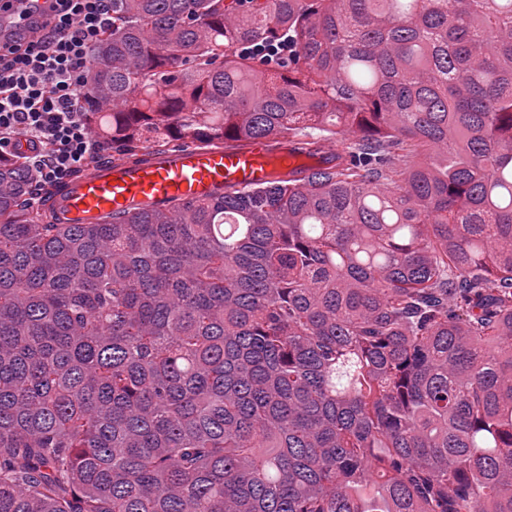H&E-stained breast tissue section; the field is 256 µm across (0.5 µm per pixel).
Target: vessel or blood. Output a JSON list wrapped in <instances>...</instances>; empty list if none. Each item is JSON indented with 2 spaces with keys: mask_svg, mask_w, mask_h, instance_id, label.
<instances>
[{
  "mask_svg": "<svg viewBox=\"0 0 512 512\" xmlns=\"http://www.w3.org/2000/svg\"><path fill=\"white\" fill-rule=\"evenodd\" d=\"M0 25L26 33L48 14L50 0H0ZM304 174L291 140H257L217 148L195 145L147 150L136 162H104L64 182L49 203L64 224H91L112 212L153 209L261 187Z\"/></svg>",
  "mask_w": 512,
  "mask_h": 512,
  "instance_id": "1",
  "label": "vessel or blood"
}]
</instances>
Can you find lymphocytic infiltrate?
<instances>
[{"instance_id": "1", "label": "lymphocytic infiltrate", "mask_w": 512, "mask_h": 512, "mask_svg": "<svg viewBox=\"0 0 512 512\" xmlns=\"http://www.w3.org/2000/svg\"><path fill=\"white\" fill-rule=\"evenodd\" d=\"M53 17L29 41L0 43V157L53 185L103 150L83 114L92 51L112 29V0H52Z\"/></svg>"}]
</instances>
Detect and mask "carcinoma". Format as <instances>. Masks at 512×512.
Wrapping results in <instances>:
<instances>
[{
    "mask_svg": "<svg viewBox=\"0 0 512 512\" xmlns=\"http://www.w3.org/2000/svg\"><path fill=\"white\" fill-rule=\"evenodd\" d=\"M90 69L121 160L344 148L101 224L0 161V512H512V0H112Z\"/></svg>",
    "mask_w": 512,
    "mask_h": 512,
    "instance_id": "obj_1",
    "label": "carcinoma"
}]
</instances>
